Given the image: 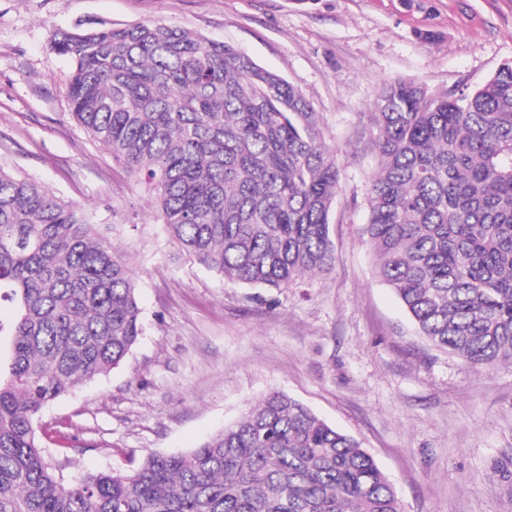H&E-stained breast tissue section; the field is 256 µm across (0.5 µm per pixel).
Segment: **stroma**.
<instances>
[{
    "instance_id": "stroma-1",
    "label": "stroma",
    "mask_w": 512,
    "mask_h": 512,
    "mask_svg": "<svg viewBox=\"0 0 512 512\" xmlns=\"http://www.w3.org/2000/svg\"><path fill=\"white\" fill-rule=\"evenodd\" d=\"M136 23L231 44L319 112L342 183L330 273L259 294L188 262L142 184L74 119L52 35ZM507 60L512 0H0V166L123 225L143 308L120 366L43 410L62 480L189 451L282 391L361 443L402 512H512V364L478 372L418 335L373 274L369 161L352 156L384 82L469 92Z\"/></svg>"
}]
</instances>
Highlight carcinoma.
I'll list each match as a JSON object with an SVG mask.
<instances>
[{
	"label": "carcinoma",
	"mask_w": 512,
	"mask_h": 512,
	"mask_svg": "<svg viewBox=\"0 0 512 512\" xmlns=\"http://www.w3.org/2000/svg\"><path fill=\"white\" fill-rule=\"evenodd\" d=\"M71 112L182 254L251 288L335 268L336 151L302 92L226 43L166 24L53 34ZM356 132L374 168L360 233L419 333L476 371L512 363V60L470 93L382 84ZM93 214L0 167V512H401L351 436L284 392L180 454L75 484L42 450L52 400L143 333L135 279Z\"/></svg>",
	"instance_id": "cac0c4a2"
}]
</instances>
